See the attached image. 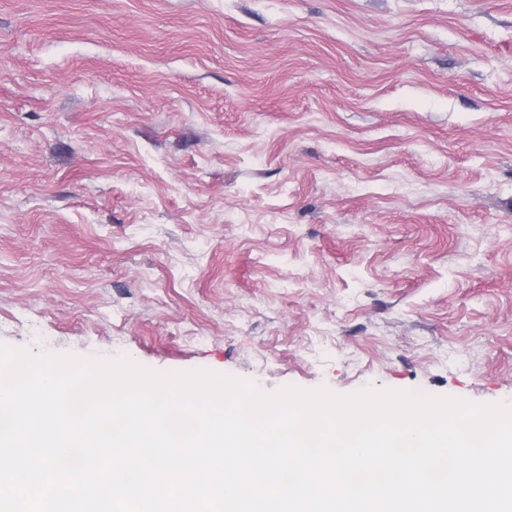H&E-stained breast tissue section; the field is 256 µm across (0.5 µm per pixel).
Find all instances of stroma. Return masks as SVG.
<instances>
[{
	"label": "stroma",
	"instance_id": "obj_1",
	"mask_svg": "<svg viewBox=\"0 0 512 512\" xmlns=\"http://www.w3.org/2000/svg\"><path fill=\"white\" fill-rule=\"evenodd\" d=\"M0 342L512 402V0H0Z\"/></svg>",
	"mask_w": 512,
	"mask_h": 512
}]
</instances>
